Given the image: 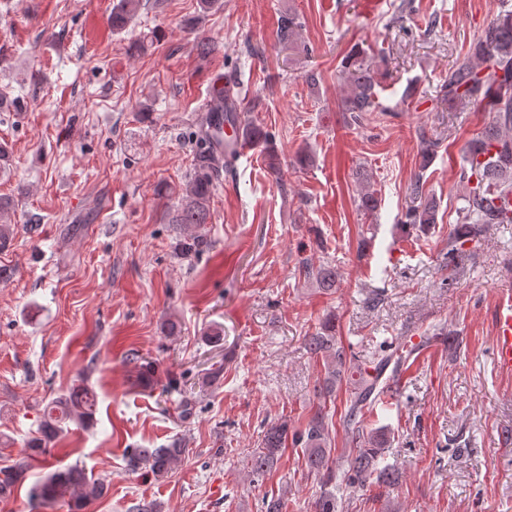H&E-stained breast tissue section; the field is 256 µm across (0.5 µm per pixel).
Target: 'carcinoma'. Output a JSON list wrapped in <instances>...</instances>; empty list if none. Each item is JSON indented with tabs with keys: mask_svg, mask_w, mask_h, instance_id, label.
I'll return each instance as SVG.
<instances>
[{
	"mask_svg": "<svg viewBox=\"0 0 512 512\" xmlns=\"http://www.w3.org/2000/svg\"><path fill=\"white\" fill-rule=\"evenodd\" d=\"M142 0H118L112 7V29H125L138 13ZM302 22L294 12L279 16L278 41L295 43ZM345 82L346 96L342 111L360 120L363 112H381L376 75L366 59V52L357 47L342 61L338 70ZM237 82L228 81L217 115L208 118L207 127L199 136L194 156V172L185 195L173 216L176 224L208 223L212 179L224 162L223 122L241 127L251 145L270 148L269 135L251 122H241L236 109ZM441 92L448 103L478 99L483 102L490 120L482 131L464 146L463 162L458 170V183L463 187L464 205L458 209L457 227L448 235V258L460 254L465 243L481 225L512 224V211L494 204L496 199L512 196V11L499 14L469 47L463 59L448 72ZM437 144L427 143L421 152L419 170L411 183L410 194L417 200L401 219V224L425 231L438 221L436 203L423 192L427 170ZM357 208L373 212L378 198L370 185L357 190ZM305 276H316L323 289L329 291L336 283V271L324 267L312 272L303 267ZM309 354L325 361V373L320 394L330 395L344 383L349 384L347 406L340 424L350 434L353 448L343 464H330L332 440L327 414L318 409L306 427L293 430L287 421L270 426L261 438V448L250 457V472L261 477L276 467L287 442L302 450L308 469L319 476L326 487L316 506V512H336V490L343 486L361 488L369 480L389 483L394 479L390 465L384 464L387 435L366 427L367 414L383 396L413 350L399 343L379 349L371 365L360 367L352 362L349 348L337 339L335 325L328 322L323 331L306 337ZM97 394L80 383L63 395L51 400L42 411L38 435L27 444L26 455L19 462L0 468V495L23 484L30 475L32 462L46 455L63 430V424L73 422L89 426L95 418ZM185 449L174 441L166 448H136L128 455L129 466L146 475L163 477L180 461ZM106 492L104 483L94 480L76 467L68 466L36 479L29 490L30 502L46 505L64 501L70 512H87L93 501Z\"/></svg>",
	"mask_w": 512,
	"mask_h": 512,
	"instance_id": "1",
	"label": "carcinoma"
}]
</instances>
